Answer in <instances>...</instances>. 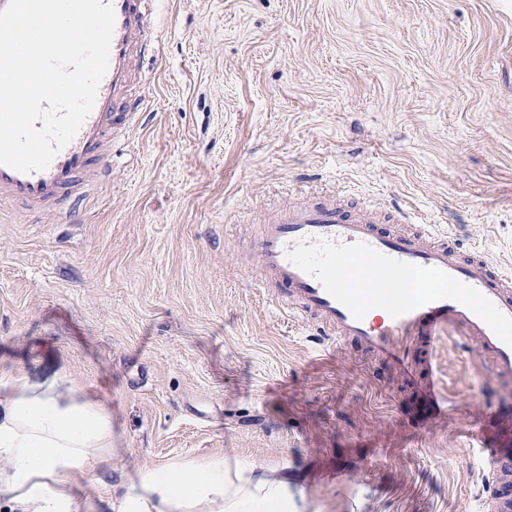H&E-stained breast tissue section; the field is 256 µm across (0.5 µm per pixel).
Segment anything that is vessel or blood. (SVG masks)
Here are the masks:
<instances>
[{"mask_svg": "<svg viewBox=\"0 0 512 512\" xmlns=\"http://www.w3.org/2000/svg\"><path fill=\"white\" fill-rule=\"evenodd\" d=\"M150 3L112 0L110 65L93 111L47 169L25 174L0 165V209L17 207L33 219L50 209L71 213L109 183L103 147L136 116L132 64L155 50L147 36ZM253 249L261 270L253 286L286 289L289 318L328 344L357 342L392 367L422 406L420 427L459 412L438 361L443 338L464 342L490 387L512 380V275L482 252L462 256L430 225L384 230L368 211L293 205L262 225ZM495 419L499 445L486 459L485 512H512V412Z\"/></svg>", "mask_w": 512, "mask_h": 512, "instance_id": "1", "label": "vessel or blood"}]
</instances>
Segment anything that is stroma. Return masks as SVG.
Masks as SVG:
<instances>
[{
    "label": "stroma",
    "mask_w": 512,
    "mask_h": 512,
    "mask_svg": "<svg viewBox=\"0 0 512 512\" xmlns=\"http://www.w3.org/2000/svg\"><path fill=\"white\" fill-rule=\"evenodd\" d=\"M136 125L71 221L0 215V374L100 397L112 467L287 466L320 512H481L487 390L450 336L465 409L432 431L391 369L320 349L245 267L260 224L381 201L512 273V0H154Z\"/></svg>",
    "instance_id": "1"
}]
</instances>
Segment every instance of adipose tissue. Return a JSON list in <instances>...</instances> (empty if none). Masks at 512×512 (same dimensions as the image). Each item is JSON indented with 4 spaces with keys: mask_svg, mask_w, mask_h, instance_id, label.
I'll list each match as a JSON object with an SVG mask.
<instances>
[{
    "mask_svg": "<svg viewBox=\"0 0 512 512\" xmlns=\"http://www.w3.org/2000/svg\"><path fill=\"white\" fill-rule=\"evenodd\" d=\"M112 461V419L93 397L67 399L22 372L0 376V502L8 512H310L287 472L223 458L174 460L84 488Z\"/></svg>",
    "mask_w": 512,
    "mask_h": 512,
    "instance_id": "1",
    "label": "adipose tissue"
}]
</instances>
